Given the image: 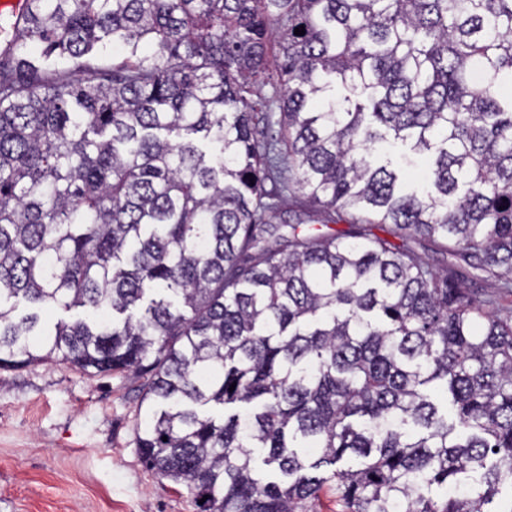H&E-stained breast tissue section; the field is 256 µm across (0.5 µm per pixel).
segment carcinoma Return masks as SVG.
<instances>
[{
	"label": "carcinoma",
	"mask_w": 512,
	"mask_h": 512,
	"mask_svg": "<svg viewBox=\"0 0 512 512\" xmlns=\"http://www.w3.org/2000/svg\"><path fill=\"white\" fill-rule=\"evenodd\" d=\"M30 2L0 23V369L132 375L141 460L198 512H512V0Z\"/></svg>",
	"instance_id": "1"
}]
</instances>
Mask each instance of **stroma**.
I'll return each mask as SVG.
<instances>
[{"label":"stroma","instance_id":"35a3bbf8","mask_svg":"<svg viewBox=\"0 0 512 512\" xmlns=\"http://www.w3.org/2000/svg\"><path fill=\"white\" fill-rule=\"evenodd\" d=\"M142 421L128 376L0 369V512H194L142 464Z\"/></svg>","mask_w":512,"mask_h":512}]
</instances>
